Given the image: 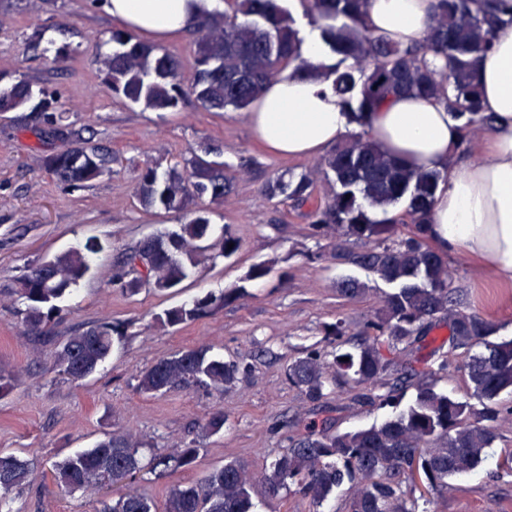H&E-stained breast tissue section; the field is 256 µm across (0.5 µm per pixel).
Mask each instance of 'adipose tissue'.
I'll return each mask as SVG.
<instances>
[{
  "label": "adipose tissue",
  "mask_w": 512,
  "mask_h": 512,
  "mask_svg": "<svg viewBox=\"0 0 512 512\" xmlns=\"http://www.w3.org/2000/svg\"><path fill=\"white\" fill-rule=\"evenodd\" d=\"M436 0H368L367 24L403 45L422 43ZM113 21L145 40L163 43L197 28L206 15L223 11L224 0H98ZM302 53L318 65L306 77L280 74L243 118L271 152L314 157L336 144L353 119L322 69L323 43L310 36ZM482 109L494 124L468 158H460L457 121L444 106L395 95L365 113L366 128L387 151L419 170L446 172L435 194L430 235L448 254L483 260L512 281V26L498 30L476 72Z\"/></svg>",
  "instance_id": "obj_1"
}]
</instances>
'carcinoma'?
Instances as JSON below:
<instances>
[{"label":"carcinoma","instance_id":"carcinoma-1","mask_svg":"<svg viewBox=\"0 0 512 512\" xmlns=\"http://www.w3.org/2000/svg\"><path fill=\"white\" fill-rule=\"evenodd\" d=\"M228 2L230 10L210 15L194 30L195 64L188 77L175 56L131 31L112 30L115 49L104 60L112 92L157 111H173L187 97L208 111H246L282 67L291 65L296 72L310 67L283 0ZM300 2L330 51L342 56L331 69L333 89L347 104L357 102L356 120L386 98L406 94L438 99L453 119L461 121L460 149L475 129L492 128L493 118L481 113L474 66L491 48L498 29L512 25V9L505 0H437L426 42L410 47L366 25L365 0ZM37 93L47 131L68 135L65 117L53 106L50 94L34 89L25 79L0 90V114L26 109ZM211 151L208 147L202 155L191 153L179 169L161 172L148 164L140 170L138 196L145 208L184 211L190 219L179 230L148 238L122 254V268H141L129 281L118 276L125 291L133 293L145 285L161 292L174 288L191 276L196 256L209 249L205 245L212 233L209 205L223 200L231 189L224 164L206 159ZM111 163L112 155L84 140L45 159L48 171L71 186L98 179ZM317 172L333 176L336 183V191L322 205H312L314 180L308 175L288 181L280 177L267 192L284 196L297 209L311 206L306 216L315 234L339 233L333 257L372 273L392 291L365 325L354 349L344 348L350 342L348 327L338 318L325 327V334L336 342L333 359L312 349L288 366V379L311 402L324 397L332 379L369 387L366 399L380 405L396 399L410 382L415 397L381 424L344 433L332 431L326 419L287 421L286 425H301L303 430L289 438L288 448L265 472V494L275 504L281 491L293 486L319 505L347 482L348 512H416V502L402 489L409 471L419 467L431 491L441 492L448 478L475 470L492 447L495 423L502 413L496 399L503 392L512 393V339L490 341L496 325L462 306L448 261L429 243L426 224L435 192L445 181L443 172L411 169L363 133L339 142ZM396 205L401 213L388 216V209ZM356 241H369L373 247L353 251L350 244ZM217 245L220 255L230 257L239 250L240 240L223 227ZM98 249L95 241L88 240L46 261L47 276H36L30 269L17 279L15 293L26 303L24 319L32 330H40L50 320L57 302L88 272V255ZM365 291L356 278L337 283V292L344 297ZM227 299L226 294H206L166 309L154 320L165 327L184 325L223 306ZM442 323L448 326V347L431 351L436 369L424 373L411 363H398L396 355L425 347L430 332ZM119 335L117 326L104 323L70 336L56 350L57 363L71 380H85L111 355ZM480 346L484 350L471 355L468 363L471 397L478 404L435 389L434 376L448 372L456 352L468 353ZM243 372L234 360L187 349L142 372L138 389L145 394L191 385L222 390ZM378 387L389 391L372 393ZM199 454L200 448L192 443L173 454L155 453L144 464L139 448L114 433L55 463L52 478L67 493L109 483L118 497L104 505L103 512H255L253 478L235 461L208 471L199 484L172 486L161 507L128 489L145 468L161 477L193 467ZM28 473L27 461L0 452V512H14L10 494L26 482Z\"/></svg>","mask_w":512,"mask_h":512}]
</instances>
